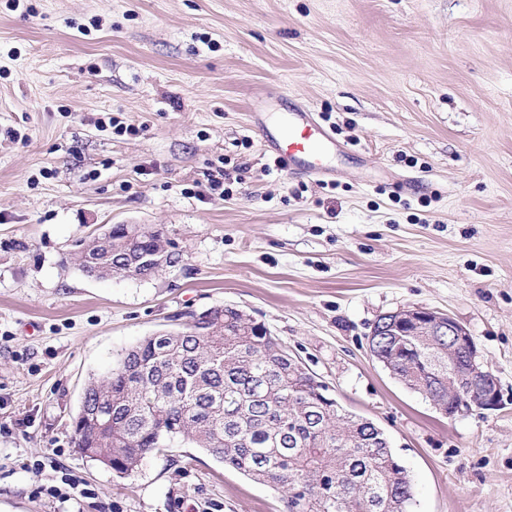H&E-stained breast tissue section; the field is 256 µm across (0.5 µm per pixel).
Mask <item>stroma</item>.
<instances>
[{"instance_id":"obj_1","label":"stroma","mask_w":512,"mask_h":512,"mask_svg":"<svg viewBox=\"0 0 512 512\" xmlns=\"http://www.w3.org/2000/svg\"><path fill=\"white\" fill-rule=\"evenodd\" d=\"M266 93L342 145L327 173L278 166ZM112 224L180 263L87 277ZM219 304L385 432L410 512H512V0H0V512H286L189 444L125 477L74 445L89 381ZM408 306L468 329L498 409L443 416L371 357ZM66 473L95 496L46 495Z\"/></svg>"}]
</instances>
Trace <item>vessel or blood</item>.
Here are the masks:
<instances>
[{"label":"vessel or blood","mask_w":512,"mask_h":512,"mask_svg":"<svg viewBox=\"0 0 512 512\" xmlns=\"http://www.w3.org/2000/svg\"><path fill=\"white\" fill-rule=\"evenodd\" d=\"M270 142L287 167L309 174L320 173L324 158L336 148L335 139L313 113L300 108L279 116Z\"/></svg>","instance_id":"b4317fda"}]
</instances>
